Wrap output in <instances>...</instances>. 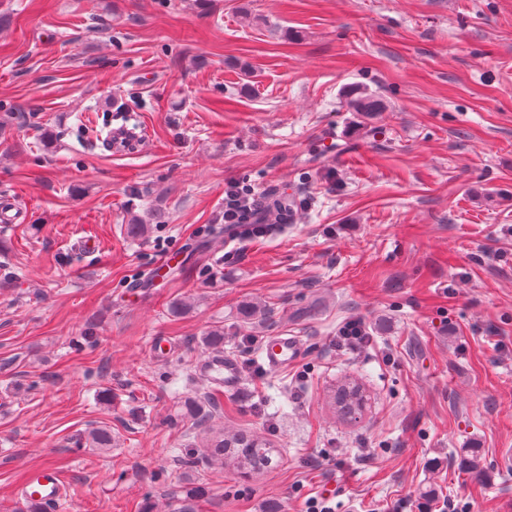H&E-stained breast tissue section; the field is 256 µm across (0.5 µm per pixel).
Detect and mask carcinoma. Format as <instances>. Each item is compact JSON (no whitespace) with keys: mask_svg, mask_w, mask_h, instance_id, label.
Segmentation results:
<instances>
[{"mask_svg":"<svg viewBox=\"0 0 512 512\" xmlns=\"http://www.w3.org/2000/svg\"><path fill=\"white\" fill-rule=\"evenodd\" d=\"M347 103L354 112L377 113L386 109L385 101L365 88L355 87L346 91ZM302 202L294 196L276 191L266 193L263 201L241 217L243 224H289L294 219ZM238 315L242 322L250 323L264 319L267 311L257 303H246ZM207 350L219 352L224 349V329L210 330L202 340ZM211 389L202 398L188 399L180 403L177 415L188 418L199 429L202 447L207 449L206 461L230 467L240 474L267 471L273 468V458L281 457L280 450L266 438L242 431L215 429L211 426L214 414L221 410L220 395L223 392L219 381L211 380ZM329 403L343 420L353 419L366 404L363 385L355 378L340 380L328 395ZM83 445L92 448L112 447V431L106 427L92 429ZM207 490L199 485L187 492L181 501L179 512H195L196 501L205 496Z\"/></svg>","mask_w":512,"mask_h":512,"instance_id":"obj_1","label":"carcinoma"}]
</instances>
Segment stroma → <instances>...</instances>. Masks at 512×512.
I'll list each match as a JSON object with an SVG mask.
<instances>
[{"mask_svg": "<svg viewBox=\"0 0 512 512\" xmlns=\"http://www.w3.org/2000/svg\"><path fill=\"white\" fill-rule=\"evenodd\" d=\"M354 85L388 110L348 111ZM107 114L137 152L90 135ZM232 182L304 209L224 243ZM1 195L27 219L0 223V512L46 465L54 512L200 484L196 512L327 487L335 512H512V0H0ZM247 301L270 317L240 322ZM215 328L241 377L215 424L282 455L250 479L187 466L200 438L171 419ZM281 333L304 349L273 372ZM346 375L354 423L325 400ZM101 425L114 447H76ZM302 352L299 339L280 334L267 339L264 349V364L270 370L280 371L294 364Z\"/></svg>", "mask_w": 512, "mask_h": 512, "instance_id": "stroma-1", "label": "stroma"}]
</instances>
